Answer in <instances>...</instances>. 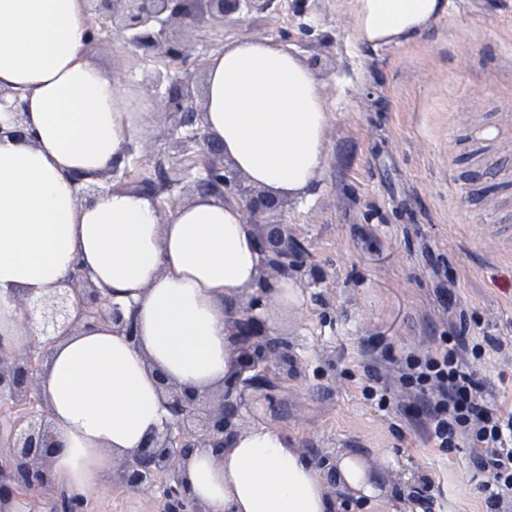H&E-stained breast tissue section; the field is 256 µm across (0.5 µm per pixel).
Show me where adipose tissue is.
Listing matches in <instances>:
<instances>
[{
    "label": "adipose tissue",
    "mask_w": 512,
    "mask_h": 512,
    "mask_svg": "<svg viewBox=\"0 0 512 512\" xmlns=\"http://www.w3.org/2000/svg\"><path fill=\"white\" fill-rule=\"evenodd\" d=\"M448 0H356L359 40H413ZM85 0H0V350L24 349L40 325L15 301L50 298L81 267L134 317L135 339L100 323L60 337L39 373L55 448L45 479L86 497L118 459L170 419L161 380L223 385L234 367L227 297L252 288L260 255L240 210L200 194L170 214L136 191L80 201L76 177L123 158L147 114L133 110L86 52ZM212 137L253 183L299 197L326 161L327 114L310 67L278 42L238 40L205 64ZM25 109L13 112L10 102ZM209 512H336L330 484L374 498L360 453L328 480L288 437L257 424L223 453L185 463Z\"/></svg>",
    "instance_id": "obj_1"
}]
</instances>
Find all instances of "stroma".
Returning a JSON list of instances; mask_svg holds the SVG:
<instances>
[{
  "mask_svg": "<svg viewBox=\"0 0 512 512\" xmlns=\"http://www.w3.org/2000/svg\"><path fill=\"white\" fill-rule=\"evenodd\" d=\"M303 33L291 0L239 12L203 31L172 27L192 46L191 84L202 100L208 58L232 40L286 43L311 68L328 115L326 162L307 196L284 198L283 217L307 253L303 302L270 305L288 342V373L272 396L247 392L241 429L264 424L322 466L360 452L377 503L333 489L339 512H407L430 478L422 512H486L470 449L428 440L422 398L401 379L408 356L435 354L468 323L501 341L470 361L489 404L512 401V0H450L446 16L406 44L372 48L357 36L355 0H314ZM117 89L146 104L125 181L166 161L171 118L150 77L180 63L136 56L119 36L88 48ZM469 183L471 199L457 187ZM374 387L386 406L367 399ZM84 512H164L158 491L105 483Z\"/></svg>",
  "mask_w": 512,
  "mask_h": 512,
  "instance_id": "stroma-1",
  "label": "stroma"
}]
</instances>
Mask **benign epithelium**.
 <instances>
[{
	"label": "benign epithelium",
	"instance_id": "benign-epithelium-1",
	"mask_svg": "<svg viewBox=\"0 0 512 512\" xmlns=\"http://www.w3.org/2000/svg\"><path fill=\"white\" fill-rule=\"evenodd\" d=\"M309 0H293L292 9L301 20L302 30L310 34L314 24ZM273 0H87L90 17V40L103 32L118 31L134 54L177 61V74L160 69L154 81L165 86V112L174 120L171 148L172 167L158 164L157 180L141 182L140 191L155 198L180 182L173 177L187 168L177 165L193 156L199 157L201 176L197 188L228 203L237 204L248 215L262 254L257 288L247 300H228L231 344L237 354L239 370L224 383L218 397L208 389L182 388L161 380L165 406L171 421L165 430L145 447L121 459L117 469L119 482L129 490L163 488L166 512H198L182 478L185 460L196 448L224 449L228 440L239 432L238 412L245 391L270 392L276 382L260 374L268 357L283 353V343L271 337L261 317L268 301L274 298L273 285L282 281L301 283L299 274L305 267L302 243L288 233L280 219L282 200L247 183V177L224 159L222 146L214 140L204 121V109L194 103L191 93L192 57L189 44L172 39L169 29L181 25L199 28L208 22L224 21L238 13L264 12ZM42 328L22 351L0 355V402L16 413L7 439V452L0 458V512L14 492L34 490L44 485V473L53 453V435L46 425L37 375L48 347L51 332L61 326L74 329L79 325L110 322L136 339L133 318L112 303L107 293L96 288L79 270L69 273L67 288L36 308Z\"/></svg>",
	"mask_w": 512,
	"mask_h": 512
}]
</instances>
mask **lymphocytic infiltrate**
<instances>
[{
    "mask_svg": "<svg viewBox=\"0 0 512 512\" xmlns=\"http://www.w3.org/2000/svg\"><path fill=\"white\" fill-rule=\"evenodd\" d=\"M447 342L434 355L407 358L402 379L426 403L434 447L471 449L476 471L492 473V480L480 484L486 512H512V404L488 405L465 363L466 357H481L501 344L487 336L470 343L462 335Z\"/></svg>",
    "mask_w": 512,
    "mask_h": 512,
    "instance_id": "obj_1",
    "label": "lymphocytic infiltrate"
}]
</instances>
